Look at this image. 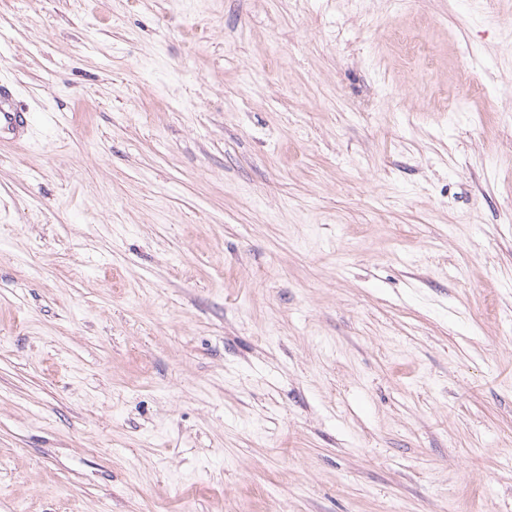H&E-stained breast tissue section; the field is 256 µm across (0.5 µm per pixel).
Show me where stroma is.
<instances>
[{"instance_id":"1","label":"stroma","mask_w":512,"mask_h":512,"mask_svg":"<svg viewBox=\"0 0 512 512\" xmlns=\"http://www.w3.org/2000/svg\"><path fill=\"white\" fill-rule=\"evenodd\" d=\"M0 512H512V0H0ZM10 92L0 85V131L24 133L30 125V115L21 109H13L7 103Z\"/></svg>"}]
</instances>
